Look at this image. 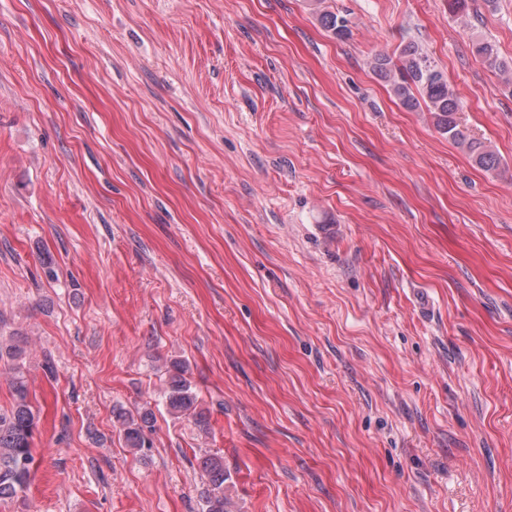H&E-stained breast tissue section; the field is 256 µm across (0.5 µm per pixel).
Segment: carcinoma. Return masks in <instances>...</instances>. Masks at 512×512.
Returning a JSON list of instances; mask_svg holds the SVG:
<instances>
[{
    "label": "carcinoma",
    "mask_w": 512,
    "mask_h": 512,
    "mask_svg": "<svg viewBox=\"0 0 512 512\" xmlns=\"http://www.w3.org/2000/svg\"><path fill=\"white\" fill-rule=\"evenodd\" d=\"M319 21L338 38L348 32L347 19L337 13L323 12ZM472 52L490 68L504 70L507 67L487 41L474 42ZM370 68L378 79L389 85L394 97L405 109L413 111L421 106L426 107L440 134L464 146L477 166L486 171L499 168L500 159L485 142L465 135L461 129V98L448 84L444 73L432 64L417 43L403 45L396 61L384 54L375 55L370 61ZM188 371L189 366L185 361L174 359L170 362L167 368L166 406L169 413L190 416L196 424L202 426L206 424L207 417L199 408L198 397L192 391L187 377ZM11 388V408L0 412L1 501L25 494L31 481V464L34 461L32 442L37 420L27 382L18 366L11 376ZM114 417L120 425L126 447L137 452L150 447L145 438V430L153 427L154 413L151 409L143 408L134 414L118 409ZM198 467L208 484L203 512H225L224 483L228 475L224 471L223 458L206 453L199 457Z\"/></svg>",
    "instance_id": "cac0c4a2"
}]
</instances>
